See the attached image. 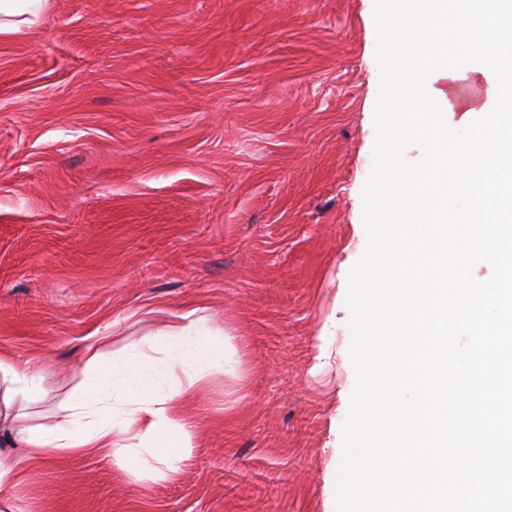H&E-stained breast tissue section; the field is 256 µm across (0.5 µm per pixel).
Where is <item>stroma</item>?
Listing matches in <instances>:
<instances>
[{"label":"stroma","instance_id":"obj_1","mask_svg":"<svg viewBox=\"0 0 512 512\" xmlns=\"http://www.w3.org/2000/svg\"><path fill=\"white\" fill-rule=\"evenodd\" d=\"M374 4L53 0L0 36V356L41 375L38 412L95 332L116 355L199 308L239 360L171 478L61 449L14 460L0 512H337Z\"/></svg>","mask_w":512,"mask_h":512}]
</instances>
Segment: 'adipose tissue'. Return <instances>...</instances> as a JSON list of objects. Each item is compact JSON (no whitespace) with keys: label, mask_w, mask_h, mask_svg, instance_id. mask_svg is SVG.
Wrapping results in <instances>:
<instances>
[{"label":"adipose tissue","mask_w":512,"mask_h":512,"mask_svg":"<svg viewBox=\"0 0 512 512\" xmlns=\"http://www.w3.org/2000/svg\"><path fill=\"white\" fill-rule=\"evenodd\" d=\"M51 0H0V35L39 23ZM109 339L95 338L83 354L82 383L57 403L46 423L32 424L29 403L48 392L39 374L0 356V489L16 472L15 455L39 461L52 450L77 455L111 454L116 464L135 459L139 468L167 478L191 458L199 424L184 409L213 372L235 369L229 342L208 316H176L149 333L140 346L110 360Z\"/></svg>","instance_id":"ef3b65f1"}]
</instances>
